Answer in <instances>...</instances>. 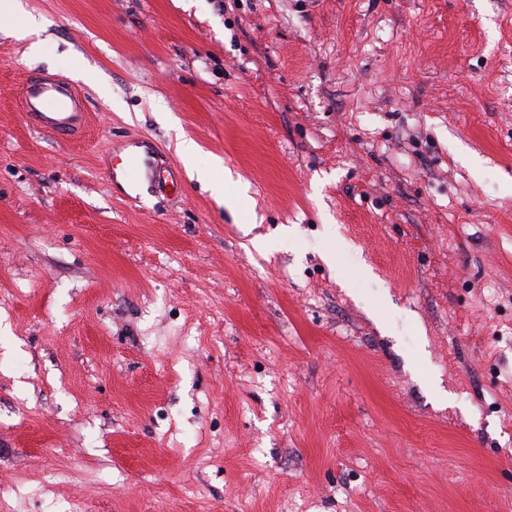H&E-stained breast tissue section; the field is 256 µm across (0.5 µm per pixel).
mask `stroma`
<instances>
[{"label": "stroma", "mask_w": 512, "mask_h": 512, "mask_svg": "<svg viewBox=\"0 0 512 512\" xmlns=\"http://www.w3.org/2000/svg\"><path fill=\"white\" fill-rule=\"evenodd\" d=\"M23 6L0 512H512V0ZM32 72L82 137L26 122ZM142 140L181 195L109 177ZM80 99L79 91L66 78L37 73L25 78L18 108L35 129L67 139L78 134L83 126Z\"/></svg>", "instance_id": "stroma-1"}]
</instances>
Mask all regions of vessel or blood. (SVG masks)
<instances>
[{
    "mask_svg": "<svg viewBox=\"0 0 512 512\" xmlns=\"http://www.w3.org/2000/svg\"><path fill=\"white\" fill-rule=\"evenodd\" d=\"M81 95L74 84L63 77L37 73L28 75L21 88L18 108L24 112L33 127L60 139L78 134L83 126V114L79 109ZM155 152L133 155L131 166L136 175L153 180L159 191L181 190L180 174H171L167 180L155 177L158 167Z\"/></svg>",
    "mask_w": 512,
    "mask_h": 512,
    "instance_id": "1",
    "label": "vessel or blood"
}]
</instances>
